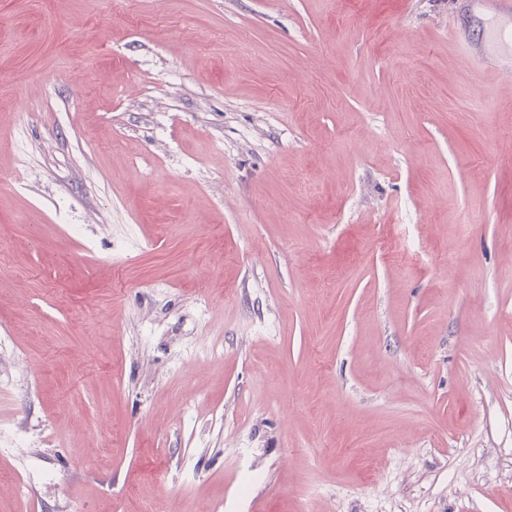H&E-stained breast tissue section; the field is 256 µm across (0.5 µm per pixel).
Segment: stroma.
I'll use <instances>...</instances> for the list:
<instances>
[{
	"label": "stroma",
	"instance_id": "1",
	"mask_svg": "<svg viewBox=\"0 0 512 512\" xmlns=\"http://www.w3.org/2000/svg\"><path fill=\"white\" fill-rule=\"evenodd\" d=\"M458 2L0 0V512H512Z\"/></svg>",
	"mask_w": 512,
	"mask_h": 512
}]
</instances>
